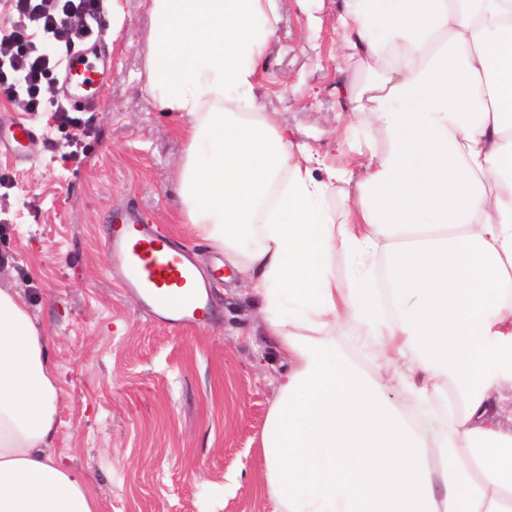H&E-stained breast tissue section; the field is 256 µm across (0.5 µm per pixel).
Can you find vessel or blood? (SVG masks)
I'll list each match as a JSON object with an SVG mask.
<instances>
[{"mask_svg": "<svg viewBox=\"0 0 512 512\" xmlns=\"http://www.w3.org/2000/svg\"><path fill=\"white\" fill-rule=\"evenodd\" d=\"M105 75V64L90 65L84 53H77L68 65L64 92L82 107H91ZM35 135L32 125L18 121L1 138L14 153L21 154ZM106 247L110 273L124 289L139 295L155 321L185 328L209 319L207 284L198 275L190 251L158 233L152 225L143 223L136 210L111 211Z\"/></svg>", "mask_w": 512, "mask_h": 512, "instance_id": "obj_1", "label": "vessel or blood"}]
</instances>
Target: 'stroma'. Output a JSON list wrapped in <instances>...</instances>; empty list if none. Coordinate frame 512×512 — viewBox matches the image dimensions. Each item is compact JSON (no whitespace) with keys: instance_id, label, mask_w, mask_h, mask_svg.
I'll return each instance as SVG.
<instances>
[{"instance_id":"1","label":"stroma","mask_w":512,"mask_h":512,"mask_svg":"<svg viewBox=\"0 0 512 512\" xmlns=\"http://www.w3.org/2000/svg\"><path fill=\"white\" fill-rule=\"evenodd\" d=\"M341 0H284L258 76V102L336 163L368 124L344 109L336 14ZM149 0H105L99 44L111 59L87 130L48 124L0 99V119L36 127L28 159L0 150V289L48 326L57 377L52 454L90 481L100 512H276L262 440L287 360L265 342L247 280H213L215 317L171 329L107 271L108 212L136 209L193 249L219 255L186 221L180 192L186 119L147 87ZM80 156L63 160L70 139Z\"/></svg>"}]
</instances>
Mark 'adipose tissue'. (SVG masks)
<instances>
[{
	"mask_svg": "<svg viewBox=\"0 0 512 512\" xmlns=\"http://www.w3.org/2000/svg\"><path fill=\"white\" fill-rule=\"evenodd\" d=\"M279 9L150 0L147 64L160 111L192 121L186 221L250 281L291 364L263 439L266 493L279 512H512V0H342L347 108L374 124L355 171L257 103ZM346 322L378 373L336 344ZM48 339L1 288L0 512H99L50 452ZM449 385L462 407L445 412Z\"/></svg>",
	"mask_w": 512,
	"mask_h": 512,
	"instance_id": "1",
	"label": "adipose tissue"
}]
</instances>
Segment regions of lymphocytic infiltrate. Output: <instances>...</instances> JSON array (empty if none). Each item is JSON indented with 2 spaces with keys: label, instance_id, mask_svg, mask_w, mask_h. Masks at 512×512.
I'll return each instance as SVG.
<instances>
[{
  "label": "lymphocytic infiltrate",
  "instance_id": "obj_1",
  "mask_svg": "<svg viewBox=\"0 0 512 512\" xmlns=\"http://www.w3.org/2000/svg\"><path fill=\"white\" fill-rule=\"evenodd\" d=\"M101 0H11L13 21L0 31V96L25 112H51L62 124L82 119L46 81L58 59L43 51L46 42L72 45L98 33Z\"/></svg>",
  "mask_w": 512,
  "mask_h": 512
}]
</instances>
